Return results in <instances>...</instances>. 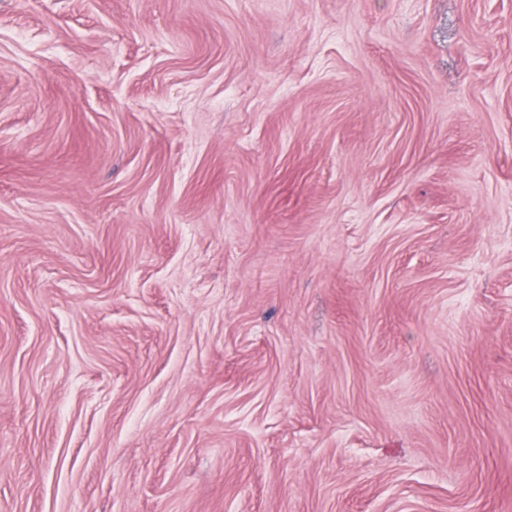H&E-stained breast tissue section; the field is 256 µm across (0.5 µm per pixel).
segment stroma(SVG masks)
<instances>
[{"label": "stroma", "mask_w": 512, "mask_h": 512, "mask_svg": "<svg viewBox=\"0 0 512 512\" xmlns=\"http://www.w3.org/2000/svg\"><path fill=\"white\" fill-rule=\"evenodd\" d=\"M0 512H512V0H0Z\"/></svg>", "instance_id": "35a3bbf8"}]
</instances>
